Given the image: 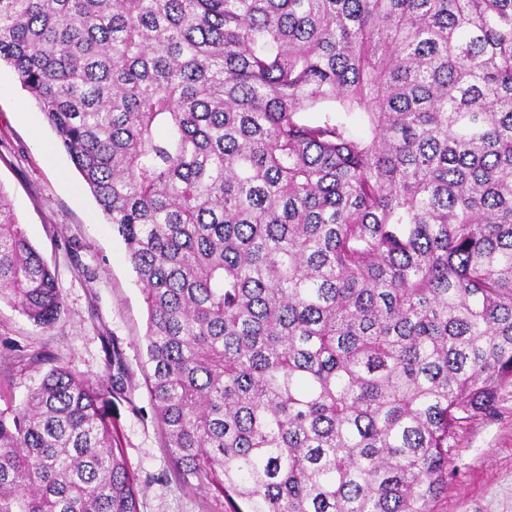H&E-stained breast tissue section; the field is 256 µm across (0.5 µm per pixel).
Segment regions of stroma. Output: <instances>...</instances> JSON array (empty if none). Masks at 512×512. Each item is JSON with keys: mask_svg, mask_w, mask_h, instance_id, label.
<instances>
[{"mask_svg": "<svg viewBox=\"0 0 512 512\" xmlns=\"http://www.w3.org/2000/svg\"><path fill=\"white\" fill-rule=\"evenodd\" d=\"M0 188L57 279L64 310L48 329L0 302V409L22 403L42 370L16 350L43 349L92 379L114 375L113 422L142 492L139 512H224V499L172 472L145 385L147 312L126 246L56 145L13 70L0 66ZM436 512H512V397L467 424Z\"/></svg>", "mask_w": 512, "mask_h": 512, "instance_id": "obj_1", "label": "stroma"}]
</instances>
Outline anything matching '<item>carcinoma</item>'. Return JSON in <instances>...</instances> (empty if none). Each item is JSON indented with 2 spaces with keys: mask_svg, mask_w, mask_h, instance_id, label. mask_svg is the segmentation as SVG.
<instances>
[{
  "mask_svg": "<svg viewBox=\"0 0 512 512\" xmlns=\"http://www.w3.org/2000/svg\"><path fill=\"white\" fill-rule=\"evenodd\" d=\"M2 62L126 244L178 476L435 512L512 389V0H0ZM2 299L63 310L0 188ZM22 359L0 512H139L112 379Z\"/></svg>",
  "mask_w": 512,
  "mask_h": 512,
  "instance_id": "obj_1",
  "label": "carcinoma"
}]
</instances>
